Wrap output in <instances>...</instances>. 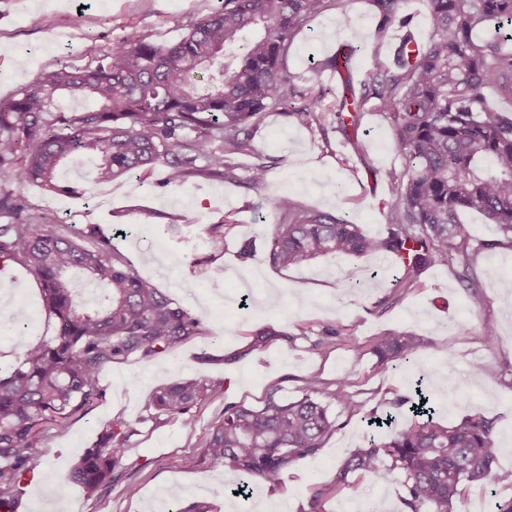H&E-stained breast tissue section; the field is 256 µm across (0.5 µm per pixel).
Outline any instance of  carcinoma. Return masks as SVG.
<instances>
[{
    "label": "carcinoma",
    "mask_w": 512,
    "mask_h": 512,
    "mask_svg": "<svg viewBox=\"0 0 512 512\" xmlns=\"http://www.w3.org/2000/svg\"><path fill=\"white\" fill-rule=\"evenodd\" d=\"M328 2L224 0L174 41L134 36L84 67L61 58L54 70L0 98V261L33 274L56 323V335L27 344L15 365L0 371V502L19 504L21 485L40 465L42 421L100 399L107 365L161 354L200 331L195 317L132 270L99 225L70 234L54 213L27 212L11 183L75 195L59 179L75 157L93 163L97 183L158 166L172 187L194 177L235 178L232 159L251 150L252 130L268 109L289 106L288 115L323 127L326 113L311 89L292 84L284 58L295 33ZM402 2L373 0L378 33L406 24L399 19ZM428 6V36L406 32L394 65L377 67L360 96L343 101L337 113L340 129L355 132L361 110L374 101L404 159L402 173L389 176L386 233L371 235L340 213L307 209L285 193L273 200L279 222L269 255L295 267L328 254H389L401 263L398 291L416 284L426 267L453 258L470 307L479 309L493 272L477 276V245L460 214L482 212L512 246V111L491 108L485 96L494 89L512 98V52L503 49L512 41V0H428ZM65 94L85 109L68 111ZM72 269L105 286L104 298L79 306L67 277ZM418 347L419 338L408 333L374 337L377 370L410 366ZM211 390L197 378L160 387L149 400L151 418L191 428L192 409ZM277 391L260 409L225 405L206 442L205 454L242 487L275 486L292 463L316 455L336 428L332 405L350 416L360 410L343 380L331 388L309 376L288 402ZM388 424L386 435L342 460L336 483L348 484L356 472L395 476L404 512H453L465 483L512 484V471L496 467L501 448L494 420L484 415L444 426L423 398L409 421ZM134 433L128 422L107 424L69 481L89 491L110 483Z\"/></svg>",
    "instance_id": "carcinoma-1"
}]
</instances>
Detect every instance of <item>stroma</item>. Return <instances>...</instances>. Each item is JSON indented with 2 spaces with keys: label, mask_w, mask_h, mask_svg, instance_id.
<instances>
[{
  "label": "stroma",
  "mask_w": 512,
  "mask_h": 512,
  "mask_svg": "<svg viewBox=\"0 0 512 512\" xmlns=\"http://www.w3.org/2000/svg\"><path fill=\"white\" fill-rule=\"evenodd\" d=\"M219 0H0V97L14 94L62 55L82 67L102 50L135 35L158 43L175 39L182 27L211 13ZM371 0H331L295 34L284 60L294 84L312 87L329 116L324 127H309L280 108L265 113L252 134V150L235 158L236 178H192L181 187L164 185V170L108 185L90 186L79 196L43 191L34 184L17 193L30 213L50 211L69 231L101 225L132 267L173 302L196 317L201 329L189 341L152 358L131 357L101 373L103 396L68 418L41 425L43 464L23 484L18 512H160L163 501L184 508L204 503L210 512H305L315 491H323V512H402V486L353 474L336 485V470L353 449L367 446L377 429L364 414L392 409L396 400L423 387L437 419L455 425L481 414L496 421L498 464L512 469V247L478 212L462 220L484 248L475 254L477 274L495 270L484 304L472 309L456 277L455 264L433 265L395 305L391 296L399 265L389 256H323L303 267L280 268L269 259L273 199L283 193L301 205L341 212L370 233L386 230L391 200L389 176L404 166L387 124L366 108L357 141H349L334 117L344 92L339 77L312 78L310 62L353 51V83L378 65L393 63L401 34L376 32ZM270 167L263 189L249 183L256 161ZM220 232H212V225ZM222 277H214V269ZM358 285L347 288L345 276ZM11 313L27 325V340L55 333L41 309L37 283L15 264L0 269ZM498 331L494 346L482 328ZM339 329L333 344L318 346L325 329ZM273 338L253 347L256 330ZM390 330L420 338L414 367L376 372L369 341ZM325 382L348 380L361 406L350 416L333 406L338 428L320 452L293 463L278 485L255 489L250 498L234 493L236 481L204 455L211 427L229 403L263 407L269 391L295 398L308 376ZM185 377L216 390L193 410L194 426L181 420L159 424L149 417L152 392ZM121 419L137 429L128 442L124 467L112 482L90 492L67 479L103 423ZM136 494H128L127 484ZM512 486L470 483L455 512H494Z\"/></svg>",
  "instance_id": "35a3bbf8"
}]
</instances>
